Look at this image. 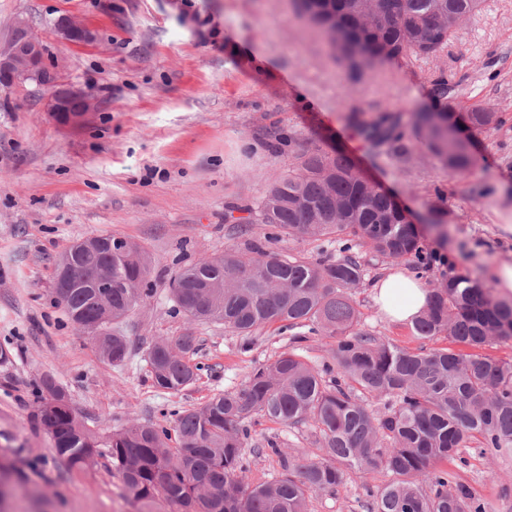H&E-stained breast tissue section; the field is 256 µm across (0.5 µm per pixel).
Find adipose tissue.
Listing matches in <instances>:
<instances>
[{
    "label": "adipose tissue",
    "mask_w": 512,
    "mask_h": 512,
    "mask_svg": "<svg viewBox=\"0 0 512 512\" xmlns=\"http://www.w3.org/2000/svg\"><path fill=\"white\" fill-rule=\"evenodd\" d=\"M372 292L380 311L396 322L412 323L427 304L429 291L406 271H395L377 278Z\"/></svg>",
    "instance_id": "adipose-tissue-1"
}]
</instances>
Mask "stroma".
I'll use <instances>...</instances> for the list:
<instances>
[{
  "instance_id": "stroma-1",
  "label": "stroma",
  "mask_w": 512,
  "mask_h": 512,
  "mask_svg": "<svg viewBox=\"0 0 512 512\" xmlns=\"http://www.w3.org/2000/svg\"><path fill=\"white\" fill-rule=\"evenodd\" d=\"M68 15L97 33L95 46L63 43L53 23ZM46 49L56 80L90 89L100 110L79 129L45 110L49 86L0 89V453L15 463L0 512H139L122 494L107 457L76 470L57 457L38 417L41 383L53 376L73 412L101 432L132 422L173 429L179 412L240 386L254 367L296 350L320 364L330 339L294 343L293 331L265 327L249 336L223 325L192 324L178 313L169 283L184 265L259 238L235 220L256 209L299 154L342 152L403 209L425 213L447 199L443 234L421 231L440 257L422 272L434 285L447 272L494 287L492 267L512 261V0H482L436 60H393L349 79L318 29L294 14L291 0H0V45L16 20ZM459 82L462 106L503 113L505 122L474 133L477 164L464 180L439 168L421 146L410 155H378L349 129L353 109L408 112L430 104V80ZM124 239L152 258L148 291L121 325L131 346L119 366L100 358L53 293L55 260L74 242ZM364 282L353 294L365 329L417 348L410 325L380 312L371 283L395 263L360 248ZM196 338L195 384L157 390L146 351L185 331ZM289 454H317L313 432L259 419L245 475L257 484L280 471L267 440ZM467 465L444 467L491 506L512 512V456L463 451ZM386 473L350 474L313 493L310 512H368L365 486Z\"/></svg>"
}]
</instances>
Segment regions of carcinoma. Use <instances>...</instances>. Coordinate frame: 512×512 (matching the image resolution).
<instances>
[{
  "mask_svg": "<svg viewBox=\"0 0 512 512\" xmlns=\"http://www.w3.org/2000/svg\"><path fill=\"white\" fill-rule=\"evenodd\" d=\"M299 16L319 27L354 79L392 59L437 58L479 0H294ZM433 105L404 114L352 111L344 116L375 152L407 154L415 136L441 167L466 176L475 164L469 131L498 128L496 112L456 111L455 86L433 83ZM446 199L430 204L427 221L444 223ZM258 210L271 226L264 239L193 262L171 283L172 299L189 322L217 323L242 336L261 327L302 329L301 338L335 339L321 365L294 352L254 369L240 387L217 393L178 414L174 432L134 422L106 435L89 428L67 405L42 402L38 416L57 456L82 469L108 451L123 495L159 512H309L311 495L336 489L352 472H384L386 484L366 488L370 512H489L488 503L455 481L440 463L476 444L481 453H512V362L479 349L512 341V301L495 297L476 278L450 273L431 288L412 324L421 340L441 336L472 349H411L362 328L352 295L364 268L353 251L405 260L426 270L436 256L421 244L416 225L386 194L363 182L342 154L313 152L269 186ZM284 238L341 243L336 260L281 254L269 244ZM101 244L62 254L56 268L72 266L74 281H54L57 301L81 331L94 330L99 355L114 365L130 354L126 337L112 330L141 301L150 260L144 250L125 258ZM120 284L102 297L94 279L105 268ZM195 337L152 344L146 354L155 388L178 393L197 380L190 364ZM261 417L307 425L320 454L267 451L281 471L260 484L245 480L243 459L250 426Z\"/></svg>",
  "mask_w": 512,
  "mask_h": 512,
  "instance_id": "1",
  "label": "carcinoma"
}]
</instances>
